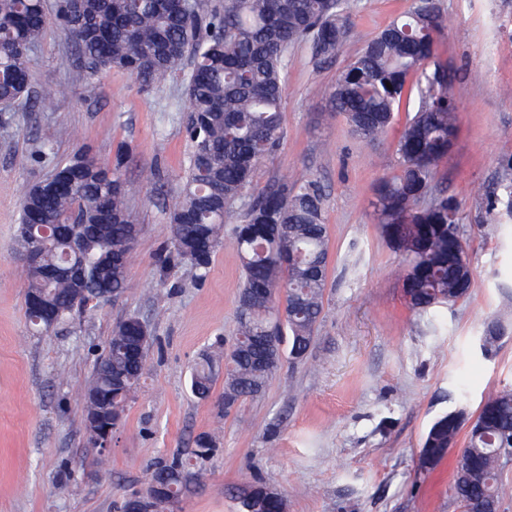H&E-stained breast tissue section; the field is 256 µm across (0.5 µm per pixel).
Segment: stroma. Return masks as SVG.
Wrapping results in <instances>:
<instances>
[{"mask_svg": "<svg viewBox=\"0 0 512 512\" xmlns=\"http://www.w3.org/2000/svg\"><path fill=\"white\" fill-rule=\"evenodd\" d=\"M446 29L438 55L458 89L457 132L437 166L434 193L455 196L475 275L471 294L425 311L408 308L399 260L373 220L377 182L398 167L399 135L418 102L395 114L387 137L365 142L332 109L331 89L365 37L410 0H373L354 12L330 59L308 43L288 53L284 135L258 169L249 197L308 169L325 196L330 248L322 319L306 360H283L265 393L220 406L191 391V368L216 369L236 334L240 263L232 243L235 202L205 277L161 270L170 212L190 151L183 75L141 89L129 73L90 74L76 45L49 28L28 60L31 98L0 122V512H118L144 490L162 457L188 455L214 434L216 450L172 512H237L251 483L281 490L287 512H460L449 487L459 448L427 478L417 459L440 414L476 412L512 385V223L487 225L482 198L512 177V0H439ZM128 145L122 175L138 226L136 259L116 299L50 334L26 319L15 236L24 193L74 152L112 163ZM138 317L153 339L141 385L112 445L93 447L82 398L115 326ZM506 325L492 355L479 340Z\"/></svg>", "mask_w": 512, "mask_h": 512, "instance_id": "stroma-1", "label": "stroma"}]
</instances>
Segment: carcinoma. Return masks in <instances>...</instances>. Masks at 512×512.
Here are the masks:
<instances>
[{
    "mask_svg": "<svg viewBox=\"0 0 512 512\" xmlns=\"http://www.w3.org/2000/svg\"><path fill=\"white\" fill-rule=\"evenodd\" d=\"M59 0L57 15L65 35L80 49L91 72L116 68L151 88L177 75L185 58L192 69L186 83V130L192 143L183 175L182 196L170 217L172 248L167 267L187 263L205 277L221 243L230 206L246 197L255 171L283 135V76L290 48L306 38L315 59L336 54L347 37L350 14L362 0H216L188 16L176 0H82L76 12ZM50 18L44 0H0V103L28 96L29 72L19 61L22 48L36 46ZM445 18L435 0H411L408 10L367 38L332 92L354 135L384 138L403 96L417 91L419 106L397 142L399 167L375 188L374 215L384 239L399 256L403 296L413 310L455 302L474 288V271L458 224L457 203L444 195L421 205L430 193L437 163L448 155L456 132L454 80L437 58V38ZM125 152L110 167L86 152L61 168L70 184L57 195L27 189L20 223L52 225L42 265L80 269L83 281L67 276L47 283L23 271L24 300L46 295L58 313L49 333L90 308L100 283L112 297L126 288L136 225L127 206L128 185L120 175ZM493 224L512 221V180L502 195L487 200ZM77 248L65 252L72 238ZM242 269L235 345L224 357V372L237 384L224 390L235 402L258 396L275 374V352L288 342V356L306 358L323 311L329 236L324 195L318 182L298 171L290 182L250 200L234 229ZM507 327L488 325L481 349L492 351ZM138 335L129 319L112 331L105 354L94 366L88 392L112 410L124 411L136 391L146 358L137 363L122 351ZM209 358L191 379L194 395L206 400L214 382ZM466 431L451 492L462 512H500L506 493L498 448H512V387L487 396L476 414L458 407L430 424L418 454L421 473L433 471L448 447ZM213 438L201 435L185 459L154 464L150 481L167 477L174 500L202 471Z\"/></svg>",
    "mask_w": 512,
    "mask_h": 512,
    "instance_id": "1",
    "label": "carcinoma"
}]
</instances>
